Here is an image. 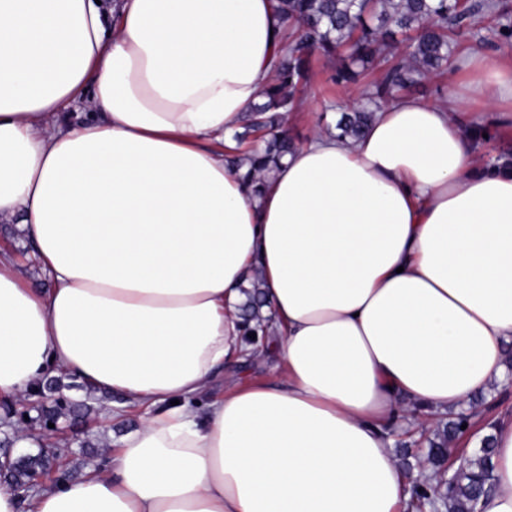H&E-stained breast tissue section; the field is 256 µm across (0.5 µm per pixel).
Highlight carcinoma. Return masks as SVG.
<instances>
[{"label":"carcinoma","mask_w":512,"mask_h":512,"mask_svg":"<svg viewBox=\"0 0 512 512\" xmlns=\"http://www.w3.org/2000/svg\"><path fill=\"white\" fill-rule=\"evenodd\" d=\"M281 20L287 32L279 48L274 74L255 104L245 131L234 134L239 142L254 135L262 146V156L245 175L257 181V173L270 170L296 149L285 127V116L297 110L301 93L308 85L309 62L314 55L338 61L333 81L347 84L355 80L352 66L376 71L363 100L341 113L335 126L339 136L360 138L383 105L402 96L427 76H445L451 57L453 37L463 22L473 28L487 26L498 36L512 40V4L473 3L471 0H278ZM82 404L41 405L38 422L46 425L57 417L81 411ZM466 423L463 413L448 422L429 440L426 462L442 471L449 444ZM492 438L485 439L480 455L463 460L450 487L435 479L409 481L408 508L419 512L432 498L441 499L447 512H475L478 498L491 477L489 457ZM56 455L32 449L11 459L8 480L24 484L36 472L52 469Z\"/></svg>","instance_id":"cac0c4a2"}]
</instances>
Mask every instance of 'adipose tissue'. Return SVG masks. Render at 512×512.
Wrapping results in <instances>:
<instances>
[{
  "label": "adipose tissue",
  "mask_w": 512,
  "mask_h": 512,
  "mask_svg": "<svg viewBox=\"0 0 512 512\" xmlns=\"http://www.w3.org/2000/svg\"><path fill=\"white\" fill-rule=\"evenodd\" d=\"M275 0H0V400L63 373L142 410L78 477L0 512H407L391 427L502 379L512 342V165L464 117L512 121V55H469L434 101L402 97L358 139L315 130L261 189L224 157L273 74ZM84 103L105 122L70 123ZM281 385L245 360L249 273ZM512 512V417L492 420ZM0 247H8L12 251L18 267L27 269L30 274L33 273L32 270H29V267L32 266L31 247L22 241L16 224L0 223ZM263 347L265 355L261 359L252 358L246 364L235 369L233 373L226 368L221 371L212 387L211 394L219 396L224 393V385L231 380H239L244 383L263 381L278 384L283 379L284 362L283 358L276 351H272L268 337L265 336Z\"/></svg>",
  "instance_id": "obj_1"
}]
</instances>
